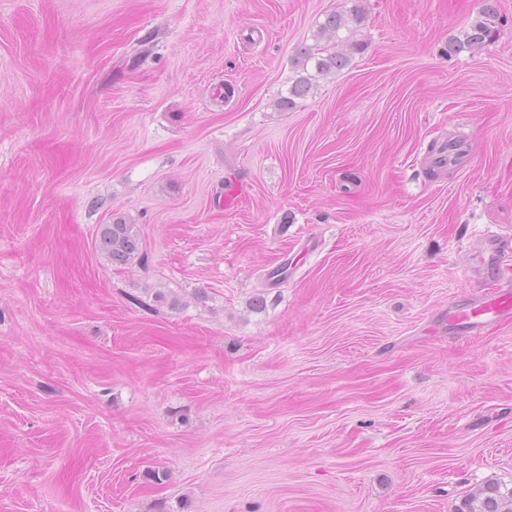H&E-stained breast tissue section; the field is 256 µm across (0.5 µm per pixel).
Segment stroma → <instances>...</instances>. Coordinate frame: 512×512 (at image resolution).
<instances>
[{
    "mask_svg": "<svg viewBox=\"0 0 512 512\" xmlns=\"http://www.w3.org/2000/svg\"><path fill=\"white\" fill-rule=\"evenodd\" d=\"M483 3L0 0V512L512 488V323L432 330L512 235V0L448 53ZM332 10L363 52L276 110ZM116 216L143 262L98 252ZM499 16L492 0H487L482 11L459 34L448 42L449 55H456L491 41L498 31ZM468 160L469 148L465 138H448V142L436 148L431 164L436 169H456L466 165ZM510 235L490 232L480 239L476 250V259L480 266L491 269L503 257L505 247L510 242Z\"/></svg>",
    "mask_w": 512,
    "mask_h": 512,
    "instance_id": "obj_1",
    "label": "stroma"
}]
</instances>
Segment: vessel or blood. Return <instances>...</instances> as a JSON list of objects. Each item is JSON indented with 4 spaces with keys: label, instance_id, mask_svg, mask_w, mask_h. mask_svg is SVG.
I'll return each mask as SVG.
<instances>
[{
    "label": "vessel or blood",
    "instance_id": "b4317fda",
    "mask_svg": "<svg viewBox=\"0 0 512 512\" xmlns=\"http://www.w3.org/2000/svg\"><path fill=\"white\" fill-rule=\"evenodd\" d=\"M469 160V148L465 138L449 139L440 144L431 159L438 169L463 167ZM512 236L490 232L485 234L476 250L480 266L490 268L502 258ZM446 320L449 326L471 332L493 324L512 322V284L495 281L470 292L464 306L449 305Z\"/></svg>",
    "mask_w": 512,
    "mask_h": 512
}]
</instances>
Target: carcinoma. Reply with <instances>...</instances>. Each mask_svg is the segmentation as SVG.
Instances as JSON below:
<instances>
[{
	"instance_id": "carcinoma-1",
	"label": "carcinoma",
	"mask_w": 512,
	"mask_h": 512,
	"mask_svg": "<svg viewBox=\"0 0 512 512\" xmlns=\"http://www.w3.org/2000/svg\"><path fill=\"white\" fill-rule=\"evenodd\" d=\"M349 21L343 11L327 14L317 32V38L326 39V44L318 42L296 49L291 62L299 76L289 86L288 95L275 102L277 110L294 108L296 100L308 97L318 78L346 68L353 55L360 52L361 44L357 42L347 43L342 51L328 46L329 42L340 38V31L348 27ZM498 24L496 7L492 0H487L476 18L448 42V54L456 55L486 44L497 34ZM96 241L99 251L117 268L142 259L138 230L120 216L112 218L110 224L100 225ZM461 512H512V488L503 491L499 483L488 481L464 500Z\"/></svg>"
}]
</instances>
